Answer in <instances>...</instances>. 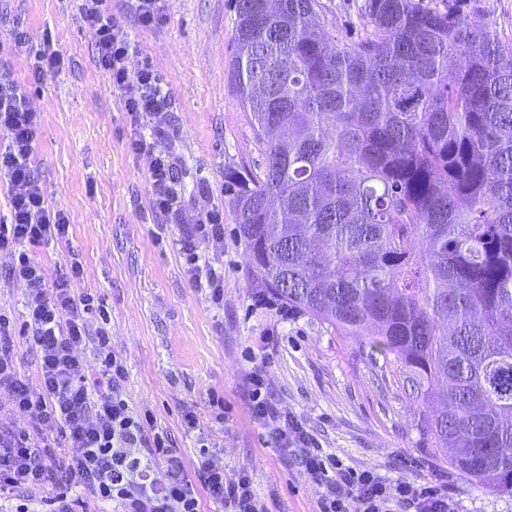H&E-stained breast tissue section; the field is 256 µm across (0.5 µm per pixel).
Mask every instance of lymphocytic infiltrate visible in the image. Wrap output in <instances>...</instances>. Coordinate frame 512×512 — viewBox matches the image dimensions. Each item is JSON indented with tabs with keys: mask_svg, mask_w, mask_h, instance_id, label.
<instances>
[{
	"mask_svg": "<svg viewBox=\"0 0 512 512\" xmlns=\"http://www.w3.org/2000/svg\"><path fill=\"white\" fill-rule=\"evenodd\" d=\"M82 17L93 30L100 68L125 95L132 119L157 121L149 137L132 148L150 158L152 206L170 213L177 204L176 167L166 150L163 121L169 89L163 76L142 63L130 69L131 42L107 0H83ZM38 115L27 87L0 81V186L10 192L12 219L0 225V251H11L13 280L27 292L26 314L14 325L0 313V388L11 395L10 414L24 428L0 431V496H10L11 512H31L25 490L50 486L42 512H77L85 498L120 512H200L208 498L225 512H269L255 494L253 477L226 475L212 460L208 444H200L195 474L187 476L182 458L173 453L168 436L156 430L150 412L135 411L122 392L125 365L112 349L103 306L90 293L72 294L67 279L47 287L45 274L23 251L26 243L64 238L69 230L63 212L49 209L33 166ZM224 245L221 214L210 211L195 224L182 249L197 287L213 302L224 299V280L196 250V240ZM101 319L90 322L89 317ZM25 336L38 360L40 388L31 390L14 364L12 337ZM91 349L92 363L80 353ZM250 412L276 447L301 449L299 466L318 493V512H454L447 494L409 481L388 483L370 470L343 466L335 454L316 445L303 423L282 413L263 394L265 375L250 374Z\"/></svg>",
	"mask_w": 512,
	"mask_h": 512,
	"instance_id": "obj_1",
	"label": "lymphocytic infiltrate"
}]
</instances>
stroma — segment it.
Masks as SVG:
<instances>
[{
    "instance_id": "1",
    "label": "stroma",
    "mask_w": 512,
    "mask_h": 512,
    "mask_svg": "<svg viewBox=\"0 0 512 512\" xmlns=\"http://www.w3.org/2000/svg\"><path fill=\"white\" fill-rule=\"evenodd\" d=\"M365 0H320L328 38L352 42L367 32ZM235 0H165L163 19L142 26L134 0H109L137 51L166 79V146L177 165L176 214L150 201L149 158L131 143L135 124L124 95L98 65L82 0H0V79L28 84L38 114L33 165L48 206L68 216L66 239L25 244L47 285L68 275L74 294L90 292L109 316L112 348L127 367L130 406L150 411L174 452L193 467L197 436L209 438L226 473L245 470L269 512H317V493L300 472V449L281 452L249 413V374L265 370L279 410L296 416L344 465L387 480L429 483L447 491L456 512H512V494L477 488L437 461L415 426L419 402L394 365L366 339L277 300L259 286L224 182L264 170L265 147L243 111L231 75ZM470 21L512 43V0H470ZM33 43L50 39L63 65L33 80L27 51L10 50L13 28ZM224 215V247L196 246L224 274V300L196 287L181 250L205 212ZM224 399L216 422L212 396ZM197 417L185 432L184 412Z\"/></svg>"
}]
</instances>
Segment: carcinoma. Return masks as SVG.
I'll list each match as a JSON object with an SVG mask.
<instances>
[{"label":"carcinoma","instance_id":"carcinoma-1","mask_svg":"<svg viewBox=\"0 0 512 512\" xmlns=\"http://www.w3.org/2000/svg\"><path fill=\"white\" fill-rule=\"evenodd\" d=\"M466 0H236L233 75L265 145L232 176L257 278L400 366L434 457L512 493V45ZM320 23L328 38L346 42L363 38L370 29L361 16L366 0H319Z\"/></svg>","mask_w":512,"mask_h":512}]
</instances>
